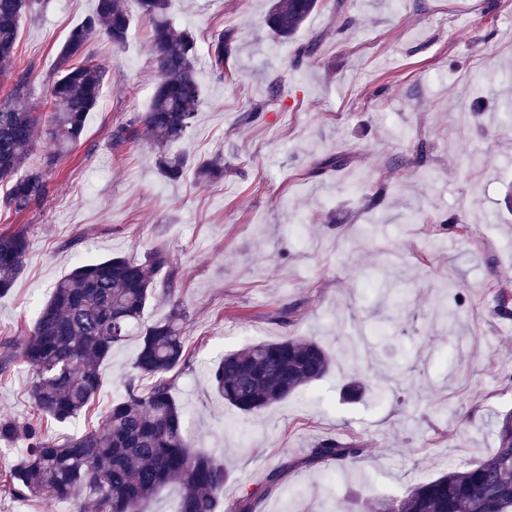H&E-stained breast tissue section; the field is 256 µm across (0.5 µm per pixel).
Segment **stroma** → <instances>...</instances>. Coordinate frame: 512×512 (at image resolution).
<instances>
[{"instance_id": "stroma-1", "label": "stroma", "mask_w": 512, "mask_h": 512, "mask_svg": "<svg viewBox=\"0 0 512 512\" xmlns=\"http://www.w3.org/2000/svg\"><path fill=\"white\" fill-rule=\"evenodd\" d=\"M269 6L171 0L176 28L237 37L224 73L200 67L202 104L177 146L223 158L212 182L166 181L147 139L111 141L114 126L148 109L157 82L136 0L122 48L88 41L85 55L107 75L81 140L49 169L43 202L20 214L0 202V232L21 226L30 240L0 295V344L26 335L79 262L165 247L190 355L172 394L194 448L228 463L222 512L247 492L256 512H332L338 501L369 512L373 495H401L492 453L495 418L512 411V315L491 311L492 290L512 295V125L501 120L512 98V0H320L285 42L262 22ZM93 8L41 0L20 22L0 101L25 75L39 115L27 166L50 145L45 98L58 52ZM313 40L319 52L289 68L295 46ZM329 154L347 165L309 177ZM452 216L470 224L469 238L445 229ZM287 336L325 345L329 373L257 416L225 404L210 382L219 358ZM138 346L130 337L102 363L98 410L120 395ZM353 379L365 386L356 398L345 393ZM30 381L18 357L0 373V418L21 428L35 420ZM328 437L358 441L363 453L344 469L296 468L280 492L264 494L271 468ZM26 446L22 432L0 440V512H73L6 489Z\"/></svg>"}]
</instances>
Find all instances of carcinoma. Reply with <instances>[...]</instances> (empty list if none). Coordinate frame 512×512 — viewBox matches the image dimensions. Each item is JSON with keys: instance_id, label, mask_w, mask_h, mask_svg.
I'll return each mask as SVG.
<instances>
[{"instance_id": "carcinoma-1", "label": "carcinoma", "mask_w": 512, "mask_h": 512, "mask_svg": "<svg viewBox=\"0 0 512 512\" xmlns=\"http://www.w3.org/2000/svg\"><path fill=\"white\" fill-rule=\"evenodd\" d=\"M39 0H0V76L15 62L18 25ZM141 18L152 27V48L159 82L146 114L113 127L111 140H136L145 129L157 151L160 175L180 180L192 167L185 153L169 152L196 122L202 87L191 31L169 21V0H137ZM318 0H274L265 18L271 33L288 38L317 8ZM131 15L126 0H97L92 14L76 26L59 52L57 76L48 89L49 132L53 150L41 168L20 173L37 138L39 117L25 101L18 82L0 104V183L9 185L3 203L18 213L48 194L46 169L78 142L85 119L100 96L106 69L99 63L72 64L85 43L104 35L124 46ZM236 34L216 29L207 36L211 68L224 71L235 51ZM343 166L328 155L308 171L318 177ZM196 174H224V162L194 166ZM29 249L26 230L0 232V295L12 288ZM170 252L158 247L145 260L115 256L75 267L53 287L20 355L32 371L29 397L42 421L64 423L91 409L101 385L100 368L112 349L135 335L139 349L124 379L123 395L101 416L94 430L59 440L30 424L29 445L12 467L10 489L25 498L72 501L77 512L92 502L94 512H142L145 502L175 483L180 496L175 512H218L224 463L195 452L184 428V411L171 393V373L187 360L182 334L185 312ZM172 305L165 321L146 325L147 303ZM332 355L319 342L288 336L228 353L215 365L212 383L224 402L254 415L288 399L329 372ZM498 448L469 464L422 480L399 498L373 503L371 512H512V412L498 416ZM362 452L355 440L326 439L300 460H288L266 475L264 494L280 490L288 472L299 466L344 464Z\"/></svg>"}]
</instances>
